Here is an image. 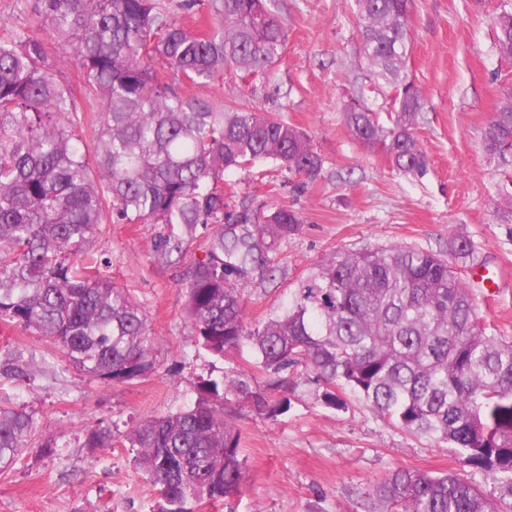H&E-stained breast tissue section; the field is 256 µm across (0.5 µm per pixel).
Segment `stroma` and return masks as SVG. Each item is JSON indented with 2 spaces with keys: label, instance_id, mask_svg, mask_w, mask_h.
<instances>
[{
  "label": "stroma",
  "instance_id": "35a3bbf8",
  "mask_svg": "<svg viewBox=\"0 0 512 512\" xmlns=\"http://www.w3.org/2000/svg\"><path fill=\"white\" fill-rule=\"evenodd\" d=\"M288 39L266 74L241 79L225 70L208 96L241 101L281 117L309 134L323 160L315 177L267 164L262 177L232 176L240 195L302 213L301 232L279 248L280 271L258 270L241 282L247 317L255 321L286 302L299 281L338 248L417 245L447 253L455 237L476 246L473 265L504 277L492 292L472 284L482 324L512 342V169L485 152L484 139L512 84V59L496 50L493 19L512 0H414L409 12L407 67L424 108L418 129L427 173L393 169L385 153L363 147L344 122L342 107L363 98L381 123L393 110L386 85L366 83L353 0H276ZM160 224H106L86 250L96 274L127 289L142 306L157 337L158 368L129 384L113 385L69 367L46 337L0 322V365L25 351L31 382L0 377V397L24 406L38 422L36 445L0 474V512H152L156 491L134 469L125 439L141 420L195 401L200 377L243 371L252 384L265 375L248 353L218 359L196 351L185 313L181 275L202 257L204 237L185 241L170 261L153 244ZM287 413L268 419L249 410L235 418L246 461L241 495L204 503L195 512H357L360 495L389 471L440 473L458 462L452 449L385 426L363 405L338 412L325 406L321 388L288 374ZM112 431V445L85 448L89 429ZM55 443L53 454L39 446Z\"/></svg>",
  "mask_w": 512,
  "mask_h": 512
}]
</instances>
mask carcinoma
<instances>
[{"label":"carcinoma","instance_id":"obj_1","mask_svg":"<svg viewBox=\"0 0 512 512\" xmlns=\"http://www.w3.org/2000/svg\"><path fill=\"white\" fill-rule=\"evenodd\" d=\"M60 55L25 33L0 36V321L49 338L80 372L113 384L157 370V338L130 294L92 273L84 246L103 224H162L154 251H181L209 229L204 256L183 273L195 346L213 357L249 348L267 377L202 379L196 401L144 419L126 439L133 465L156 488L153 512H194L241 492L245 459L229 407L276 418L288 369L314 374L338 411L363 403L387 426L454 451L462 471L397 469L366 493L365 512H512V343L481 324L454 260L420 246L339 248L279 310L250 322L238 284L274 261L303 223L288 205L243 198L232 208L224 177L275 162L314 177L322 159L304 131L243 102L198 93L231 68L241 77L281 59L287 40L272 0H222L201 30L177 22L162 0H18ZM412 0H355L367 78L394 91L391 126L363 99L347 126L392 167L423 175L419 88L403 73ZM499 54L512 58V11L495 17ZM76 65L102 117L88 147L76 96L56 71ZM171 73L190 91L164 80ZM486 151L512 168V86L492 118ZM0 375L26 377L15 353ZM37 422L0 399V473L33 443ZM85 446L112 447L104 428Z\"/></svg>","mask_w":512,"mask_h":512}]
</instances>
